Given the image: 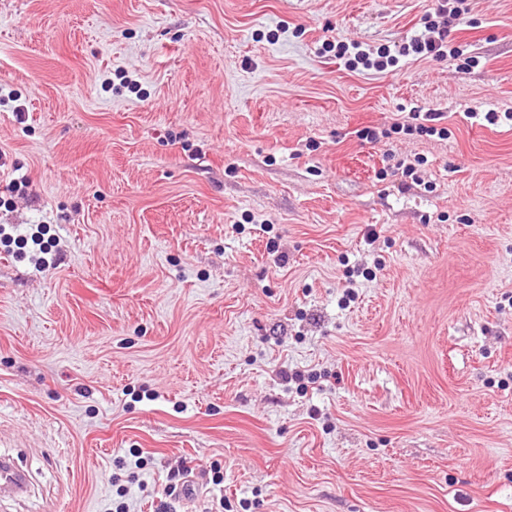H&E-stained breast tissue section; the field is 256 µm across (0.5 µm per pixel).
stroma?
<instances>
[{"label": "stroma", "mask_w": 512, "mask_h": 512, "mask_svg": "<svg viewBox=\"0 0 512 512\" xmlns=\"http://www.w3.org/2000/svg\"><path fill=\"white\" fill-rule=\"evenodd\" d=\"M437 5L0 0V512H512V0L334 52ZM438 2L439 4L435 10V15L443 20H433L431 19L432 15L425 18V24H427L428 28L432 29L433 32H437L438 37L428 39L415 38L411 40L407 46H403L399 49V56L412 55L424 59H442L448 56L457 57L459 55V51L456 47H450L448 45V26L452 21L458 20L468 9L466 7H456L448 11L447 1ZM354 52H349V47L345 45L336 46V55L340 57H344L348 55L350 58V64L355 66L361 64L366 68H374L380 72L388 70V68L396 67L399 58L395 54H391L390 50L388 51H377L376 56H374V52L370 50L360 49V46H352ZM29 481L26 474L20 471L6 457L0 460V492L4 495L19 497L28 492Z\"/></svg>", "instance_id": "obj_1"}]
</instances>
